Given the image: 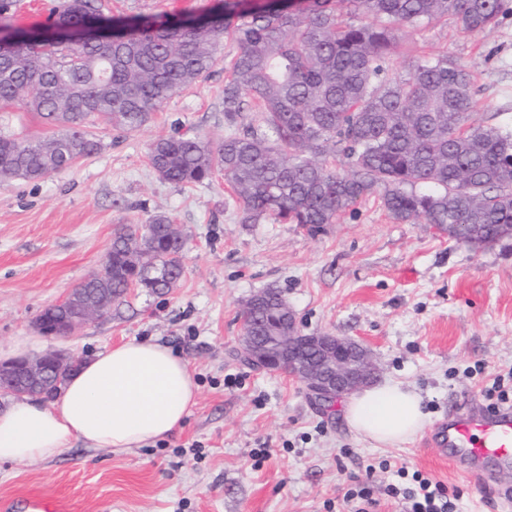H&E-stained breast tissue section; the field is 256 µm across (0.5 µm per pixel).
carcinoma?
<instances>
[{"instance_id": "carcinoma-1", "label": "carcinoma", "mask_w": 512, "mask_h": 512, "mask_svg": "<svg viewBox=\"0 0 512 512\" xmlns=\"http://www.w3.org/2000/svg\"><path fill=\"white\" fill-rule=\"evenodd\" d=\"M12 6L0 0V108L23 107L56 132L44 140L0 132V181L45 177L98 153L101 141L87 132L96 115L119 132L140 128L209 73L231 39L228 134L218 143L155 140L148 157L159 178L192 186L224 172L246 224L272 216L316 233L378 194L393 219L440 225L460 243L512 228V129L471 122V71L446 51L415 59L404 75L390 69L407 33L450 22L478 34L512 15V0H219L203 16L164 22L111 18L102 0H62L55 27L75 37L57 45L12 29ZM356 15L366 21L349 22ZM250 106L257 127L238 122ZM172 224L159 214L141 233L121 226L108 267L81 284L84 298L38 318L58 326L90 305L112 306L133 282L169 289L186 250L171 239ZM242 322L258 336L274 332L279 295L265 291Z\"/></svg>"}]
</instances>
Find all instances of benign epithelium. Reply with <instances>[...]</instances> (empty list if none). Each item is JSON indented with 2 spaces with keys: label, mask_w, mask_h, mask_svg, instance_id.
<instances>
[{
  "label": "benign epithelium",
  "mask_w": 512,
  "mask_h": 512,
  "mask_svg": "<svg viewBox=\"0 0 512 512\" xmlns=\"http://www.w3.org/2000/svg\"><path fill=\"white\" fill-rule=\"evenodd\" d=\"M105 317L104 311L92 309L85 313L81 323ZM79 324L51 330L41 320L34 321L43 335L55 339L73 335ZM277 339L288 347V375L303 383L319 402L351 394L378 377V368L371 362L368 349L352 339L328 333L302 335L294 322L288 329L279 330ZM79 364L80 360L58 349L34 358L2 361L0 393L35 396L38 391L32 387L34 382L48 374L71 373Z\"/></svg>",
  "instance_id": "1"
}]
</instances>
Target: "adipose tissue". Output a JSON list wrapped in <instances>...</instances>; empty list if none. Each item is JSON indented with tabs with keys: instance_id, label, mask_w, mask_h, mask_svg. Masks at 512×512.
Masks as SVG:
<instances>
[{
	"instance_id": "obj_1",
	"label": "adipose tissue",
	"mask_w": 512,
	"mask_h": 512,
	"mask_svg": "<svg viewBox=\"0 0 512 512\" xmlns=\"http://www.w3.org/2000/svg\"><path fill=\"white\" fill-rule=\"evenodd\" d=\"M188 362L168 346L130 340L87 359L50 404L33 398L0 412V463L50 459L77 440L122 451L171 435L196 403ZM358 434L394 445L425 426L421 396L397 382L365 389L346 402Z\"/></svg>"
}]
</instances>
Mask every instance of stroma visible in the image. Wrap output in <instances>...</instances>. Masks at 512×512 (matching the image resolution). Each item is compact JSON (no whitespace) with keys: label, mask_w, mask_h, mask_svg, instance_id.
Here are the masks:
<instances>
[{"label":"stroma","mask_w":512,"mask_h":512,"mask_svg":"<svg viewBox=\"0 0 512 512\" xmlns=\"http://www.w3.org/2000/svg\"><path fill=\"white\" fill-rule=\"evenodd\" d=\"M215 0H108L112 15L200 16ZM445 50L474 75V122L512 125V17L476 35L430 24L407 35L395 71ZM221 59L131 133L95 117L103 149L48 177L0 182V349L36 334L33 322L98 269L117 230L172 217L188 242L184 271L164 294L135 288L111 315L41 351L86 359L132 339L167 345L187 359L198 385L185 425L168 438L118 452L76 441L51 459L0 465V506L41 512H353L345 494L367 481L374 512H401L385 493L399 467L458 495L460 512H500L493 496L425 446L424 434L377 446L347 423L342 400L322 404L282 372L238 354L241 313L256 292L287 300L301 333H330L365 345L384 381L422 398L426 432L456 402L485 405L496 375L512 373V246L475 249L421 221L394 220L373 195L309 234L269 219L246 224L216 172L178 186L151 169L148 149L180 133L221 141ZM269 449L258 457V449Z\"/></svg>","instance_id":"obj_1"}]
</instances>
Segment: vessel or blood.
<instances>
[{
    "label": "vessel or blood",
    "mask_w": 512,
    "mask_h": 512,
    "mask_svg": "<svg viewBox=\"0 0 512 512\" xmlns=\"http://www.w3.org/2000/svg\"><path fill=\"white\" fill-rule=\"evenodd\" d=\"M430 440L468 478L491 486L502 505L512 506V485L489 482L492 472L512 471V407L449 411Z\"/></svg>",
    "instance_id": "obj_1"
}]
</instances>
